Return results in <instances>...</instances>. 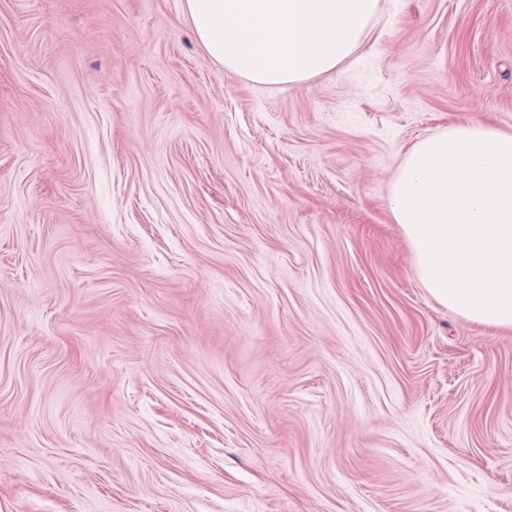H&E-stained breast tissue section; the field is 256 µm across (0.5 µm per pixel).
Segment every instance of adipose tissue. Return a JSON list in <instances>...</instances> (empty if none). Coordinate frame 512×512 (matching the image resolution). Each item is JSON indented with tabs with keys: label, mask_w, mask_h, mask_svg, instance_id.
I'll return each instance as SVG.
<instances>
[{
	"label": "adipose tissue",
	"mask_w": 512,
	"mask_h": 512,
	"mask_svg": "<svg viewBox=\"0 0 512 512\" xmlns=\"http://www.w3.org/2000/svg\"><path fill=\"white\" fill-rule=\"evenodd\" d=\"M380 0H184L208 55L265 86L332 71L361 46Z\"/></svg>",
	"instance_id": "adipose-tissue-1"
}]
</instances>
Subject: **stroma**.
Segmentation results:
<instances>
[{
  "label": "stroma",
  "mask_w": 512,
  "mask_h": 512,
  "mask_svg": "<svg viewBox=\"0 0 512 512\" xmlns=\"http://www.w3.org/2000/svg\"><path fill=\"white\" fill-rule=\"evenodd\" d=\"M512 134V0H381L299 84L182 0H0V512H512V328L389 196Z\"/></svg>",
  "instance_id": "obj_1"
}]
</instances>
